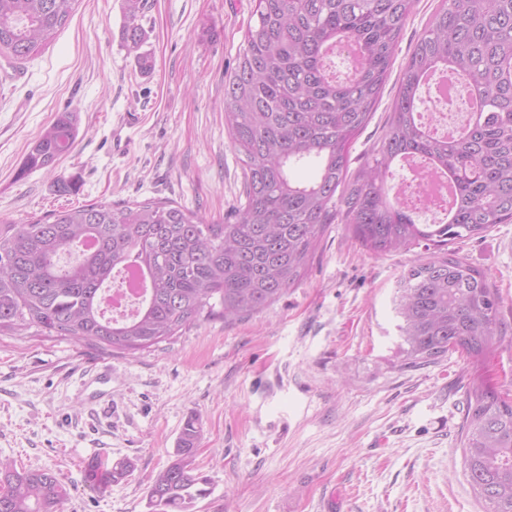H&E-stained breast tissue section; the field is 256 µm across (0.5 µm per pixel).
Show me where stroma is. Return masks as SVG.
<instances>
[{"instance_id":"35a3bbf8","label":"stroma","mask_w":512,"mask_h":512,"mask_svg":"<svg viewBox=\"0 0 512 512\" xmlns=\"http://www.w3.org/2000/svg\"><path fill=\"white\" fill-rule=\"evenodd\" d=\"M440 5L417 0L352 169L379 145L409 54ZM252 6L144 0L147 69L123 44V0H79L37 55L0 56V217L25 224L156 198L223 223L242 183L224 81ZM63 112L77 120L70 153L19 175ZM62 179L74 192L59 193ZM450 248L500 297L505 336L481 370L454 351L396 364L392 300L426 250L377 254L333 224L301 282L246 318L203 320L132 354L70 336L0 334V461L60 472L70 488L62 512H151L148 482L194 415L208 488L195 512H483L457 439L474 380L512 399V223ZM93 457L128 459L134 470L93 491L82 482Z\"/></svg>"}]
</instances>
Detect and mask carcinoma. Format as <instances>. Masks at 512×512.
Instances as JSON below:
<instances>
[{
    "instance_id": "carcinoma-1",
    "label": "carcinoma",
    "mask_w": 512,
    "mask_h": 512,
    "mask_svg": "<svg viewBox=\"0 0 512 512\" xmlns=\"http://www.w3.org/2000/svg\"><path fill=\"white\" fill-rule=\"evenodd\" d=\"M78 0H0V55L26 60L51 42ZM416 0H254L235 71L224 82V124L240 155V202L222 224L167 200L92 203L0 228V331L145 350L199 320L251 316L304 276L327 225H349L376 253L423 245L439 251L512 223V0H442L413 48L381 146L348 178L351 146L388 79ZM143 0H124V44L141 47ZM353 45L354 76L330 71L336 44ZM445 67L469 88L457 134L423 135L416 120L423 76ZM78 126L64 112L30 148L20 174L68 154ZM415 155L446 171L448 214L429 224L385 195L395 161ZM311 166L309 181L293 170ZM151 280L148 296L115 319L102 294L129 257ZM499 296L482 272L449 253L420 260L396 297L400 365L464 353L485 363L501 336ZM197 419L184 425L168 464L150 481L159 512H193L205 496ZM464 474L484 512H512V402L486 383L467 394L460 427ZM129 461L94 457L86 486L128 477ZM58 473L0 462V512H62Z\"/></svg>"
}]
</instances>
